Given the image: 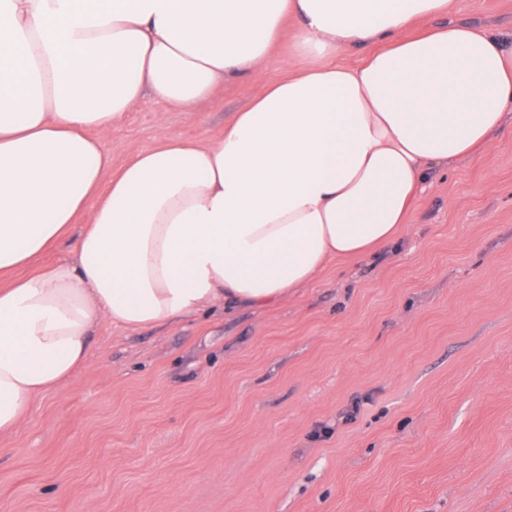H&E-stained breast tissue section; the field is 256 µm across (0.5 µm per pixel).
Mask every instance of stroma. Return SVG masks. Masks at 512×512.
I'll return each instance as SVG.
<instances>
[{
    "instance_id": "1",
    "label": "stroma",
    "mask_w": 512,
    "mask_h": 512,
    "mask_svg": "<svg viewBox=\"0 0 512 512\" xmlns=\"http://www.w3.org/2000/svg\"><path fill=\"white\" fill-rule=\"evenodd\" d=\"M448 21L512 36V0ZM154 101L107 140L208 141L265 82ZM0 512H512V121L431 174L398 238L270 309L104 323L89 365L0 435Z\"/></svg>"
}]
</instances>
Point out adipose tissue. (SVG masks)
Returning <instances> with one entry per match:
<instances>
[{"mask_svg":"<svg viewBox=\"0 0 512 512\" xmlns=\"http://www.w3.org/2000/svg\"><path fill=\"white\" fill-rule=\"evenodd\" d=\"M450 2L0 0V433L87 365L101 323L274 306L392 241L432 168L486 151L512 42L417 31ZM288 24L298 69L222 135L163 133L113 170L105 139L147 95L188 110L260 79Z\"/></svg>","mask_w":512,"mask_h":512,"instance_id":"obj_1","label":"adipose tissue"}]
</instances>
